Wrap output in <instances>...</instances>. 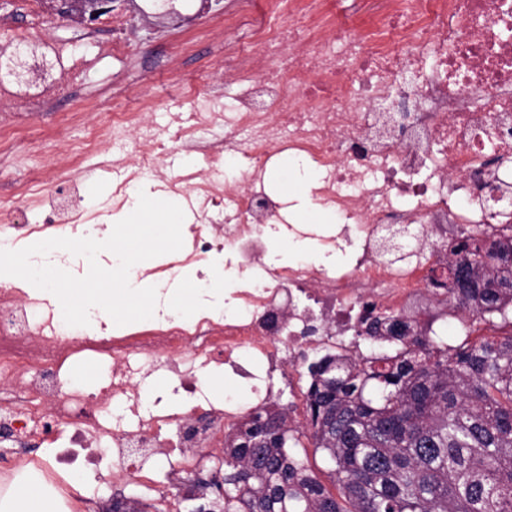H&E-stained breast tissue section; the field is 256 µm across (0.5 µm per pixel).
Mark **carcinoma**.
I'll return each mask as SVG.
<instances>
[{
  "label": "carcinoma",
  "instance_id": "carcinoma-1",
  "mask_svg": "<svg viewBox=\"0 0 512 512\" xmlns=\"http://www.w3.org/2000/svg\"><path fill=\"white\" fill-rule=\"evenodd\" d=\"M454 253L452 298L512 327V238L485 251L464 228ZM403 328L385 313L365 329L401 342L392 356L312 363L305 424L290 430L276 409L258 412L199 493L224 485L222 512H512V331L450 345ZM306 432L336 495L292 450Z\"/></svg>",
  "mask_w": 512,
  "mask_h": 512
}]
</instances>
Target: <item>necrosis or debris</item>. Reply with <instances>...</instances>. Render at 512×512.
<instances>
[{"instance_id": "1", "label": "necrosis or debris", "mask_w": 512, "mask_h": 512, "mask_svg": "<svg viewBox=\"0 0 512 512\" xmlns=\"http://www.w3.org/2000/svg\"><path fill=\"white\" fill-rule=\"evenodd\" d=\"M307 2L299 15L283 6L270 27L257 0H230L250 38L245 48L224 42L226 73L250 84L232 108L218 73L193 91L194 111L174 125L154 123L156 101L146 95L121 112L81 104L86 135L71 158L130 138L141 174L156 171L169 144L203 161L190 198L209 224L194 231L187 260L203 265L223 253L226 268L249 284L195 321L166 314L103 335L98 312L89 325L71 326L53 306L1 282L0 442L17 449L14 471L51 448L61 466L107 465L114 495H123L129 481L149 479L154 455L178 453L188 472L202 451L223 449L252 412L271 406L280 378L291 383L288 425L298 427L307 391L293 380L310 357H374L359 341L371 313H400L418 326L447 315L454 229L476 227L487 246L512 237V0H384L366 28L336 0ZM132 25L117 8L99 17V29L112 33L103 56L132 58ZM50 51L67 64L38 93L0 79V134L71 96L91 65L75 44ZM394 96L411 111H379ZM475 98L482 110L471 108ZM215 126L223 139L206 138ZM284 153L316 183L314 201L333 213L335 230L291 223L268 192L264 175ZM56 218L16 225L0 233V246L100 231L65 208ZM290 238L317 240L319 258L280 262L275 245ZM85 361L111 368L99 392L67 378ZM217 370L228 383L220 398L206 384ZM161 372L189 403L186 413H170L149 391Z\"/></svg>"}]
</instances>
